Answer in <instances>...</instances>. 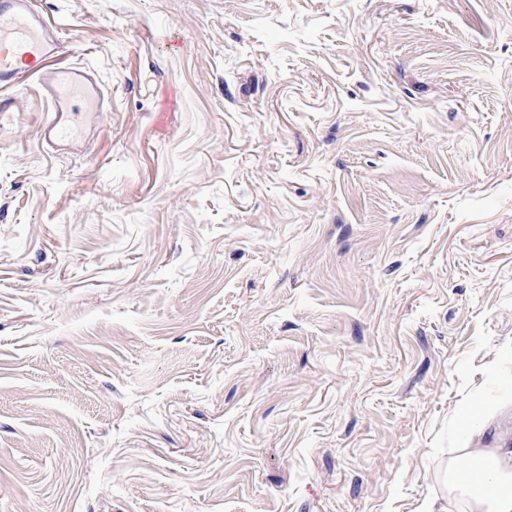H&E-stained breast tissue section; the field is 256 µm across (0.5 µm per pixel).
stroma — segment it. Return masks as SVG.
<instances>
[{"mask_svg":"<svg viewBox=\"0 0 512 512\" xmlns=\"http://www.w3.org/2000/svg\"><path fill=\"white\" fill-rule=\"evenodd\" d=\"M40 2L106 104L0 112V512H468L512 0Z\"/></svg>","mask_w":512,"mask_h":512,"instance_id":"35a3bbf8","label":"stroma"}]
</instances>
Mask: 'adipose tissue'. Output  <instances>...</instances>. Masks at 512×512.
<instances>
[{
	"label": "adipose tissue",
	"mask_w": 512,
	"mask_h": 512,
	"mask_svg": "<svg viewBox=\"0 0 512 512\" xmlns=\"http://www.w3.org/2000/svg\"><path fill=\"white\" fill-rule=\"evenodd\" d=\"M470 462L484 466V479L493 483L496 491L486 495L472 490L466 477L460 476L458 469L448 471V480L469 497L470 512H512V452L495 448L484 450L470 449L467 455Z\"/></svg>",
	"instance_id": "obj_1"
}]
</instances>
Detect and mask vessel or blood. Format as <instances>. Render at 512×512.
<instances>
[{"label": "vessel or blood", "instance_id": "1", "mask_svg": "<svg viewBox=\"0 0 512 512\" xmlns=\"http://www.w3.org/2000/svg\"><path fill=\"white\" fill-rule=\"evenodd\" d=\"M67 54L58 23L38 0H0V93L37 80L51 103L41 139L62 149L76 147L102 116L103 86L96 73Z\"/></svg>", "mask_w": 512, "mask_h": 512}]
</instances>
